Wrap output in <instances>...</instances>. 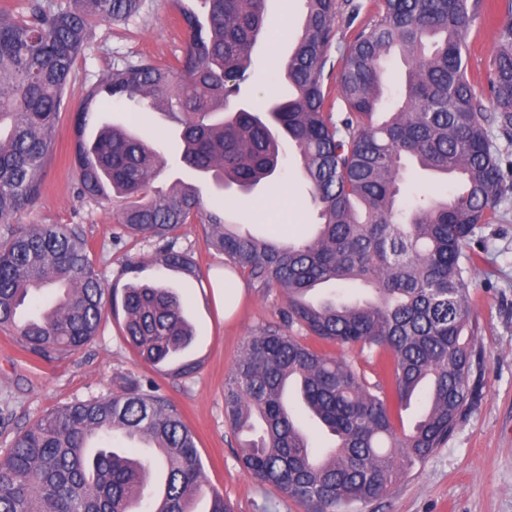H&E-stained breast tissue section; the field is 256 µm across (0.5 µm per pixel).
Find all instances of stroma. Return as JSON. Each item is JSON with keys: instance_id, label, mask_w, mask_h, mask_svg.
Instances as JSON below:
<instances>
[{"instance_id": "1", "label": "stroma", "mask_w": 512, "mask_h": 512, "mask_svg": "<svg viewBox=\"0 0 512 512\" xmlns=\"http://www.w3.org/2000/svg\"><path fill=\"white\" fill-rule=\"evenodd\" d=\"M302 12L303 0H268L267 33L254 54L253 93L267 91L273 71L290 52ZM184 41L169 0H145L139 14L128 21L94 28L75 64L77 78L67 90L70 107L60 116L41 195L16 217L20 224L80 226L91 245L95 269L107 285L125 260L151 257L160 244L124 235L115 205L78 196L72 108L112 66L144 57L160 65L173 63ZM466 41L469 72L475 80H483L495 47V28L476 22ZM103 119L157 140L163 153L172 150L158 136L166 124L161 114L131 112L116 103ZM452 190L450 179L414 170L404 185L402 204L409 208L424 197L446 198ZM208 204L224 212L241 231L282 241L295 240L317 222L300 180L299 157L291 148L279 174L265 188L235 198L213 193ZM176 236L177 249L190 252L203 275L201 281L181 285L196 329L190 353L203 361L198 372L189 378L152 372L126 345L118 322L110 317L91 342L50 362L26 353L11 332L2 330L0 452L43 414L107 394L114 376L132 372L153 378L160 393L176 407L195 435L207 482L223 492L235 512H304L302 506L282 501L274 487L259 485L240 468L237 442L224 422V378L249 336L263 326L280 323L286 298L277 289L250 286L236 312L225 316L214 301L208 278L211 270L226 267L223 253L206 247L201 224L183 225ZM467 250L478 256L470 285L480 352L475 371L478 394L460 415L446 444L407 469L388 494L353 505L352 512H512V193L500 205L499 221L477 229Z\"/></svg>"}]
</instances>
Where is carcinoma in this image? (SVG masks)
Listing matches in <instances>:
<instances>
[{"label":"carcinoma","mask_w":512,"mask_h":512,"mask_svg":"<svg viewBox=\"0 0 512 512\" xmlns=\"http://www.w3.org/2000/svg\"><path fill=\"white\" fill-rule=\"evenodd\" d=\"M206 22L185 0H171L186 30L178 66L148 59L114 66L86 91L74 117L76 176L84 197L121 198L117 221L138 237L168 239L184 224L205 229V244L261 289L286 297L288 329L260 328L244 345L224 385V418L238 438L236 459L261 484L305 512H344L376 500L401 472L444 445L476 395V328L471 321L475 230L497 217L512 191L499 140L512 145V0H373L372 22L342 58L346 112L325 111L328 51L336 19H352L359 0H304L301 30L284 68L292 94L246 95L252 53L267 22V0H201ZM141 0H32L0 15V224L39 196L74 63L95 24L135 16ZM505 12L486 86L469 77L466 34ZM409 60L402 105L377 119L385 95L381 60ZM162 111L175 121L179 162L217 188L252 193L271 181L286 148L296 149L315 206L316 230L292 242L242 233L208 208L201 185L177 179L154 187L164 155L138 133L98 125L114 103ZM98 126L93 140L86 130ZM463 183L447 199L399 208L406 161ZM151 264L199 279L189 253L170 246L126 261L112 283V316L147 366L189 377L200 364L172 365L191 345L185 299L162 282H143ZM360 281L372 295L314 301L328 283ZM105 285L76 225L29 224L0 238V329L44 361L72 353L99 334ZM359 349L381 360L372 381L357 362L317 351L304 336ZM294 383L308 416L335 438L318 457L304 423L286 410ZM426 406L398 436L394 408L420 392ZM117 436L154 443L152 462L114 448ZM321 463H316L317 459ZM233 512L210 486L192 432L151 380L123 375L112 392L75 401L19 432L0 455V512Z\"/></svg>","instance_id":"1"}]
</instances>
